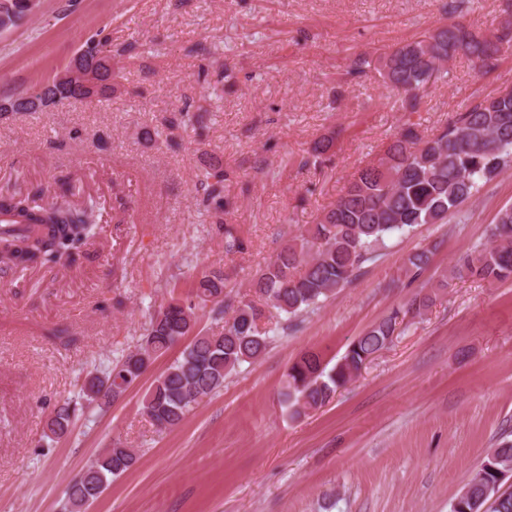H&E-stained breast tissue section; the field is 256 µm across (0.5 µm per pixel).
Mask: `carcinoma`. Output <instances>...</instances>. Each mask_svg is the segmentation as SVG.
<instances>
[{
	"instance_id": "1",
	"label": "carcinoma",
	"mask_w": 512,
	"mask_h": 512,
	"mask_svg": "<svg viewBox=\"0 0 512 512\" xmlns=\"http://www.w3.org/2000/svg\"><path fill=\"white\" fill-rule=\"evenodd\" d=\"M510 42L509 23L487 36L453 20L436 29L431 43L426 39L408 42L384 53L378 72L401 94L402 110L413 114L421 111L428 89L450 60L464 55L478 71L488 72L497 66L500 46ZM82 56L89 63L102 61L95 100L109 99L114 72L108 39H89ZM41 89L40 112L87 96L86 87L71 80L49 81ZM419 127L418 122H405L382 156L357 171L336 203L308 230V236L281 249L253 280L250 293L232 298L224 292L223 272L212 270L196 280L194 299L171 297L151 316L134 351L111 367L88 373L83 392L87 400L100 411L108 410L154 360L193 331L195 336L181 357L156 377L141 402L143 414L158 429L179 427L193 406L224 386L227 375L256 362L266 352L273 336L272 329L261 325L264 306L271 305L287 321L315 307L351 282L386 238L419 224L447 221L475 196L480 182L512 161V91L471 105L432 136L422 135ZM226 177L224 168L211 167L203 174V182L215 203L216 223L224 225L225 238L235 243L233 227L221 217L223 206L229 205L223 201ZM101 218L92 201L75 207L62 195L48 205L32 206L28 195H0V242L14 247L17 266L55 258L62 251L74 257L83 241L97 235ZM431 256L432 250L424 248L408 257L402 273L409 282L426 270ZM464 278L490 284L512 280V207L498 212L492 242L460 255L438 288H452ZM210 303L220 314L231 312L218 333L196 330L195 310ZM433 303L430 294H414L357 337L332 366L320 352H304L288 367L281 405L299 416L329 404L338 389L393 343L407 315L420 316ZM75 413L70 400L57 402L46 422L48 432L56 437L66 435ZM136 461V449L120 442L104 449L80 478L69 484L65 512H87L112 480ZM486 462L461 488L452 512H512L511 492L495 500L484 496L499 472L512 471V442L493 449Z\"/></svg>"
}]
</instances>
